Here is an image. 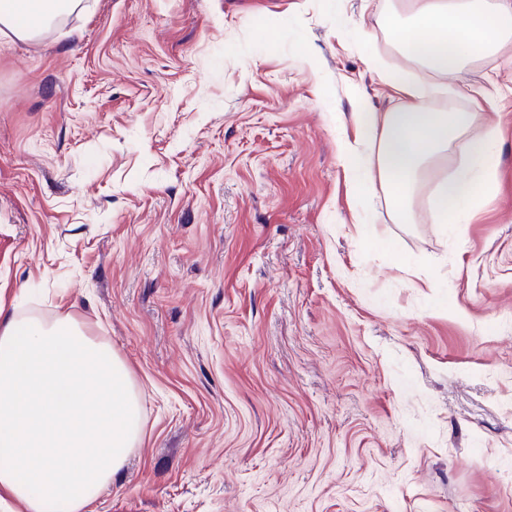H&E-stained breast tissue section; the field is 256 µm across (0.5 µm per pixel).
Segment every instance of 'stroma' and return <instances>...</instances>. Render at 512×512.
I'll return each instance as SVG.
<instances>
[{"instance_id":"35a3bbf8","label":"stroma","mask_w":512,"mask_h":512,"mask_svg":"<svg viewBox=\"0 0 512 512\" xmlns=\"http://www.w3.org/2000/svg\"><path fill=\"white\" fill-rule=\"evenodd\" d=\"M401 0H82L0 41V308L110 343L143 433L95 512H512V60L496 191L397 222L342 146ZM375 216L392 247L357 226Z\"/></svg>"}]
</instances>
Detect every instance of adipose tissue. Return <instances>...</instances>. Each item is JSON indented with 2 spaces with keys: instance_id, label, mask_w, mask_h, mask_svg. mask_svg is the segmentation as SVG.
<instances>
[{
  "instance_id": "adipose-tissue-1",
  "label": "adipose tissue",
  "mask_w": 512,
  "mask_h": 512,
  "mask_svg": "<svg viewBox=\"0 0 512 512\" xmlns=\"http://www.w3.org/2000/svg\"><path fill=\"white\" fill-rule=\"evenodd\" d=\"M81 0H0V39L33 41ZM393 42L406 60L454 79L465 109H433L419 83L395 74L399 97L386 112L358 102L357 135L345 142L346 170L388 190L399 222L427 165L456 148L455 171L433 190L434 221L466 223L497 182L493 89L466 82L467 64L512 52V0H409ZM141 408L132 374L111 345L72 319L47 322L0 312V491L12 512H92L91 506L140 441Z\"/></svg>"
}]
</instances>
